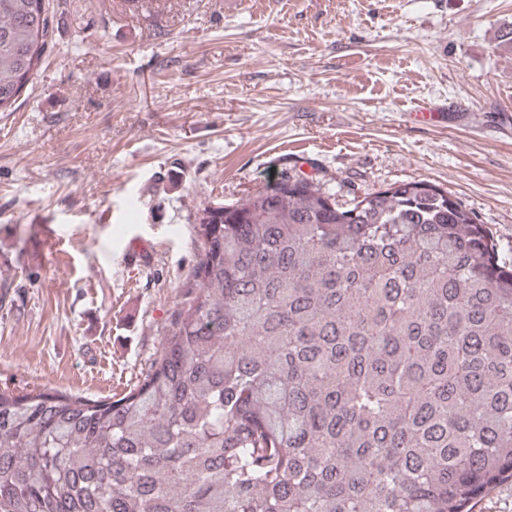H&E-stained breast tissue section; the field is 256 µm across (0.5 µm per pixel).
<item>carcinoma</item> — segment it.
<instances>
[{
    "instance_id": "carcinoma-1",
    "label": "carcinoma",
    "mask_w": 512,
    "mask_h": 512,
    "mask_svg": "<svg viewBox=\"0 0 512 512\" xmlns=\"http://www.w3.org/2000/svg\"><path fill=\"white\" fill-rule=\"evenodd\" d=\"M48 35L0 0V112ZM194 233L137 385L0 390V512H471L512 479V265L448 191L285 174Z\"/></svg>"
}]
</instances>
